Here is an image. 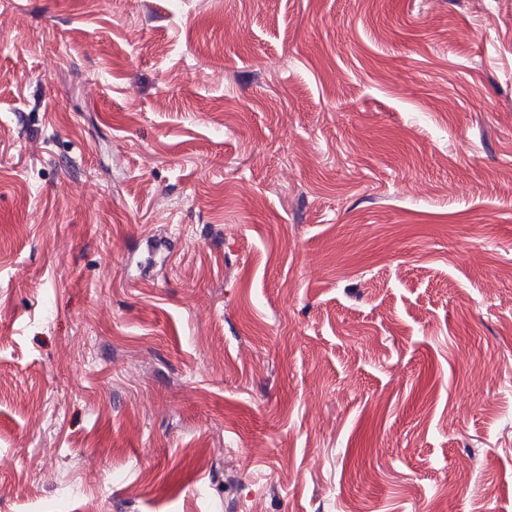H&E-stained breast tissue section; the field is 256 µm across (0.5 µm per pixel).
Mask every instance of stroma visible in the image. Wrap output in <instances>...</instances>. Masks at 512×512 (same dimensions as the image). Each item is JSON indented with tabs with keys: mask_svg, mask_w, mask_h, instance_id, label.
<instances>
[{
	"mask_svg": "<svg viewBox=\"0 0 512 512\" xmlns=\"http://www.w3.org/2000/svg\"><path fill=\"white\" fill-rule=\"evenodd\" d=\"M512 512V0H0V512Z\"/></svg>",
	"mask_w": 512,
	"mask_h": 512,
	"instance_id": "1",
	"label": "stroma"
}]
</instances>
